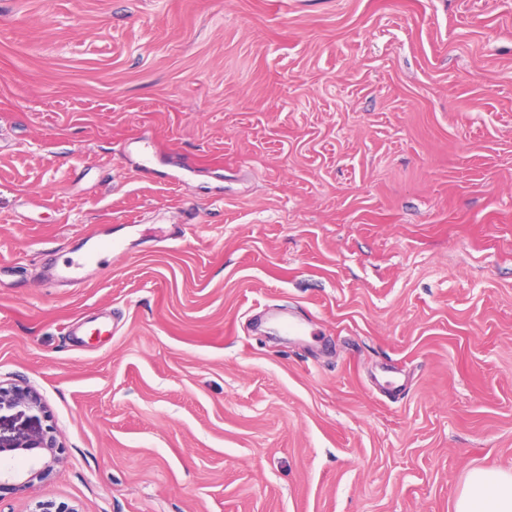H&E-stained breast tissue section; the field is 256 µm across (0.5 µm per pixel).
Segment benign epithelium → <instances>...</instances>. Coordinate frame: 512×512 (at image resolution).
Here are the masks:
<instances>
[{
	"instance_id": "obj_1",
	"label": "benign epithelium",
	"mask_w": 512,
	"mask_h": 512,
	"mask_svg": "<svg viewBox=\"0 0 512 512\" xmlns=\"http://www.w3.org/2000/svg\"><path fill=\"white\" fill-rule=\"evenodd\" d=\"M23 407L29 411L45 412L40 394L31 386L22 382L0 380V410ZM15 449L28 455L30 465L27 469L5 470L0 467V491L21 490L36 479L43 478L57 460L60 441L53 426L39 428L28 434Z\"/></svg>"
}]
</instances>
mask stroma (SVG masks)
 <instances>
[{"instance_id": "35a3bbf8", "label": "stroma", "mask_w": 512, "mask_h": 512, "mask_svg": "<svg viewBox=\"0 0 512 512\" xmlns=\"http://www.w3.org/2000/svg\"><path fill=\"white\" fill-rule=\"evenodd\" d=\"M0 377L62 443L0 512L512 471V0H0ZM23 407L28 411L45 413L40 394L22 382L0 380V411Z\"/></svg>"}]
</instances>
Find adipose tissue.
Returning a JSON list of instances; mask_svg holds the SVG:
<instances>
[{"label":"adipose tissue","instance_id":"ef3b65f1","mask_svg":"<svg viewBox=\"0 0 512 512\" xmlns=\"http://www.w3.org/2000/svg\"><path fill=\"white\" fill-rule=\"evenodd\" d=\"M454 512H512V472L472 473L455 501Z\"/></svg>","mask_w":512,"mask_h":512}]
</instances>
